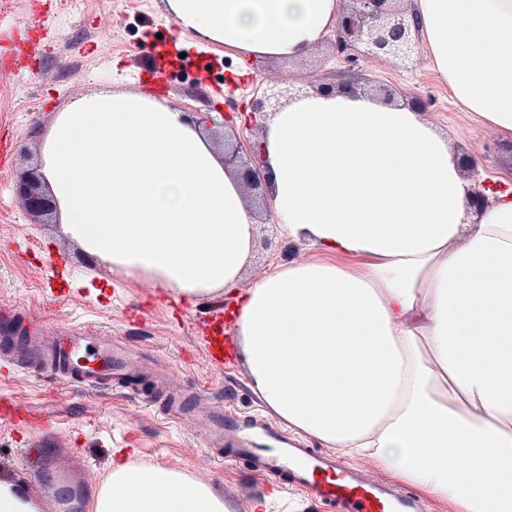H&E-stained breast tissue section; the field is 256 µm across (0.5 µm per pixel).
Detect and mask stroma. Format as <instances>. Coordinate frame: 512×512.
<instances>
[{
	"label": "stroma",
	"instance_id": "35a3bbf8",
	"mask_svg": "<svg viewBox=\"0 0 512 512\" xmlns=\"http://www.w3.org/2000/svg\"><path fill=\"white\" fill-rule=\"evenodd\" d=\"M83 2L82 13L73 17L67 0H0V11L10 15L0 24V56L18 63L13 82L0 86V141L12 144L9 164L0 169V308L16 306L49 331L78 319L96 323L157 360L173 375L180 397L169 403L148 381L134 393L73 385L50 367L13 372L0 359V396L15 398L46 421L43 428L25 432L0 418V473L24 488L43 512L88 508L97 484L116 463L186 473L222 495L230 512L258 498L266 499L267 512H337L292 487L272 494L267 477L242 461L208 452L193 420L170 418L172 408L185 412L196 402H221L241 417H267L249 386L244 359L214 372L204 355L201 338L216 311L227 313V335L237 334L230 299L175 298L149 279L89 259L62 235L59 224L38 223L22 207L17 185L35 168L37 140L56 112L95 87L139 91L136 75L150 70L147 45L155 39L178 45L191 59L210 48L177 28L162 0H118L112 37L99 39V0ZM213 48L221 59L207 81L196 82L177 66L169 70L162 93L180 111L211 113L210 127L221 128L225 101L245 102L256 88L286 76L316 83L329 75L365 88L386 83L401 91L403 102L421 100L423 117L447 135L455 155L474 158L467 177L483 186L486 196H493L503 179H512V142L453 103L426 45H419L409 61L379 59L360 69L348 67L325 43L298 59L256 57L220 44ZM73 68L82 70L80 81L70 79ZM317 257L308 244L273 234L268 246L254 244L243 282L251 284L278 265ZM62 485L72 489L71 502L58 499Z\"/></svg>",
	"mask_w": 512,
	"mask_h": 512
}]
</instances>
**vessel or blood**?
I'll list each match as a JSON object with an SVG mask.
<instances>
[{"instance_id":"b4317fda","label":"vessel or blood","mask_w":512,"mask_h":512,"mask_svg":"<svg viewBox=\"0 0 512 512\" xmlns=\"http://www.w3.org/2000/svg\"><path fill=\"white\" fill-rule=\"evenodd\" d=\"M204 344L213 369H222L233 356L231 344L222 336L206 337ZM33 357L51 361L61 377L81 385L116 382L132 387L146 375L160 383L166 379L157 363L144 362L120 339L81 322L49 335L34 330L9 362L17 365ZM195 418L206 448L229 449L253 471L305 485L317 498L341 506L344 512H423L415 498L344 470L316 449L295 443L284 431L241 420L215 404L198 408Z\"/></svg>"}]
</instances>
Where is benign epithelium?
Returning a JSON list of instances; mask_svg holds the SVG:
<instances>
[{
    "label": "benign epithelium",
    "instance_id": "obj_1",
    "mask_svg": "<svg viewBox=\"0 0 512 512\" xmlns=\"http://www.w3.org/2000/svg\"><path fill=\"white\" fill-rule=\"evenodd\" d=\"M335 23L336 36L332 49L337 57L355 62L386 57L408 60L420 40L419 24L406 5L408 0H346ZM293 80L262 93H254L247 109L224 113V125L234 128L236 120H243L248 130L262 129L267 115L282 106L281 99L290 95ZM235 143H224V167L235 173L247 192L252 205L265 212V220L273 213L267 206L264 186V161L252 141L240 139L232 133ZM18 194L24 210L40 219L56 211V203L43 189L40 174L33 172L19 183Z\"/></svg>",
    "mask_w": 512,
    "mask_h": 512
}]
</instances>
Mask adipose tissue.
<instances>
[{"mask_svg": "<svg viewBox=\"0 0 512 512\" xmlns=\"http://www.w3.org/2000/svg\"><path fill=\"white\" fill-rule=\"evenodd\" d=\"M202 40L297 58L342 0H163ZM448 93L512 140V0H412ZM278 229L320 260L242 286L256 221L213 138L166 101L87 91L38 147L62 234L185 297L240 289L257 399L291 434L367 458L458 512H512V187L478 223L448 139L366 93L312 92L260 136ZM462 459L452 467L449 456ZM90 512H225L204 483L117 465Z\"/></svg>", "mask_w": 512, "mask_h": 512, "instance_id": "1", "label": "adipose tissue"}]
</instances>
